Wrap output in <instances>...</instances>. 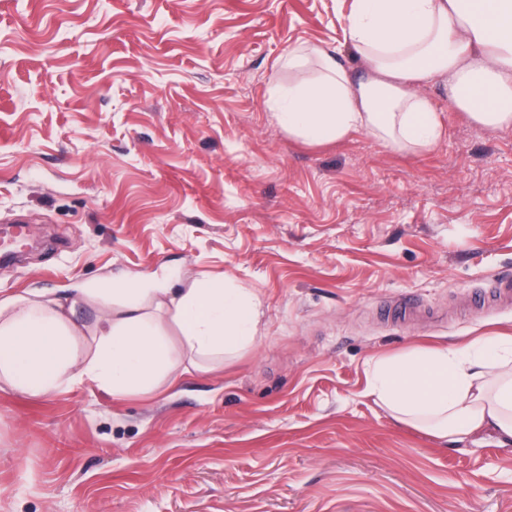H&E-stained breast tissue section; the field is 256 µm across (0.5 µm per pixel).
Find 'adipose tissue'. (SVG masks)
<instances>
[{"label": "adipose tissue", "mask_w": 512, "mask_h": 512, "mask_svg": "<svg viewBox=\"0 0 512 512\" xmlns=\"http://www.w3.org/2000/svg\"><path fill=\"white\" fill-rule=\"evenodd\" d=\"M345 42L358 70L314 46L289 53V69L313 59L321 65L315 82L289 86L288 107L275 115L289 136L322 144L365 132L394 149L432 148L442 124L418 91L425 81L447 82L472 121L512 128V0H354ZM91 294L118 313L98 319L88 347L69 318L77 298L0 299V385L46 396L67 381L90 382L123 398L173 384L181 356L148 328V298L170 315L199 373L254 340L252 300L203 276L180 290L131 276ZM372 393L395 419L439 437L460 442L495 432L512 439V336L380 362Z\"/></svg>", "instance_id": "1"}]
</instances>
